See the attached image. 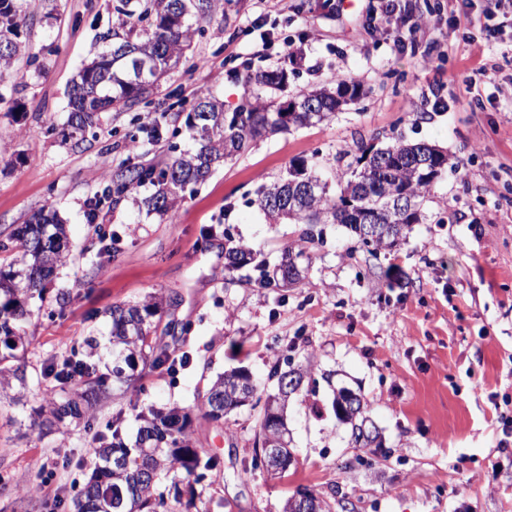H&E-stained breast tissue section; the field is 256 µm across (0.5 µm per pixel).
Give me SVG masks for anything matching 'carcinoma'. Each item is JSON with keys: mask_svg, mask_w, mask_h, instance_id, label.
<instances>
[{"mask_svg": "<svg viewBox=\"0 0 512 512\" xmlns=\"http://www.w3.org/2000/svg\"><path fill=\"white\" fill-rule=\"evenodd\" d=\"M26 0H0V83L13 77V65L23 52L20 29L26 23ZM118 13L124 19L112 30V45L83 65L68 93V125L84 133L97 125L104 112H146L160 82L177 68L194 40L204 35L214 11V0H120ZM148 69L147 79L140 78ZM246 82L284 92L288 70H264L246 76ZM360 84L339 79L332 86L301 91L284 99L256 96L234 112L224 111V103L207 93L191 103L172 90L168 97L186 112L184 127L195 147L177 151L161 167L128 164L112 177V202L136 192L146 183L158 189L144 199L147 213L166 215L184 198L185 192L207 181L228 158L246 151L254 142L270 134L302 128L330 119L343 107L360 99ZM347 163L351 174L337 176L335 186L318 176L306 161L289 166L286 175L255 190L251 203L279 223L301 224L300 244L289 245L281 253L274 273L277 286L296 288L305 284L312 264L310 246L324 242L325 224H340L353 234L350 251L371 247L373 252L391 251L406 238L414 224L423 220L422 207L432 185L426 177L430 161L439 172L448 169V153L435 145L412 142L401 133L389 137L386 145L357 144ZM403 193L415 200L407 213L383 212V205ZM0 252L9 259L0 268V381L14 378L27 384L25 364L18 351L30 343L27 331L31 300L42 298L44 285L67 259L64 225L52 206L34 213L27 223L12 229L0 240ZM224 268L229 272L251 270L262 288L272 286L264 253L239 243L224 252ZM177 299L151 296L134 304H115L109 310L112 321V382L131 387L141 365L155 369L189 364L186 354L176 357L186 327L176 320L158 330L164 307ZM314 365L284 370L274 362L268 379L275 382L266 396L258 394V383L245 368L232 369L208 382L197 405L199 416L218 423L224 416L245 406L251 397L260 407L255 432V454L251 469L265 468L260 453L265 448H282L288 442L283 411L299 395L305 380L312 379ZM292 385L280 386L282 379ZM91 404L90 398L82 400ZM81 400L66 397L50 401L48 421L62 424L82 415ZM136 411L134 439H129L125 418L117 413L110 433L100 434L95 448L93 475L81 496L68 505L60 497L52 507L64 512H209L197 508L207 504L206 473L218 469L216 455H201L188 435L191 412L180 408L150 407ZM332 410L350 426L351 443L365 448L378 432L366 416L361 398L341 389L334 394ZM170 488L160 490L162 480Z\"/></svg>", "mask_w": 512, "mask_h": 512, "instance_id": "obj_1", "label": "carcinoma"}]
</instances>
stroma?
<instances>
[{
    "mask_svg": "<svg viewBox=\"0 0 512 512\" xmlns=\"http://www.w3.org/2000/svg\"><path fill=\"white\" fill-rule=\"evenodd\" d=\"M119 0H29L13 92L0 102V230L50 204L64 222L69 256L31 305L26 386L0 388V512H49L46 490L79 497L98 433L128 396L102 395L82 418L48 425L49 358L83 357L111 374L105 313L154 293L178 298L189 323L188 366L145 367L140 405L194 409L208 381L238 367L266 378L276 360L316 366L315 396L288 406L295 463L270 476L250 471L258 412L192 424L197 448L218 455L207 482L210 512H284L298 489L336 494L349 512H512V444L501 447L502 407L512 405V0H403L382 33L364 26L380 0H217L203 37L155 97L168 129L184 114L167 91L211 93L235 111L261 88L247 73L286 67L289 92L333 77L359 81L363 97L330 120L277 133L221 165L173 214L147 213V189L104 202L87 223L88 200L130 163L163 162L167 141L149 140L152 116L103 113L82 143L68 139L67 87L104 50ZM424 14L415 42L396 50L408 15ZM398 131L447 151L453 163L433 185L422 223L398 250L350 252L351 232L326 229L303 287L261 288L224 270V236L277 260L298 225L273 224L247 204L293 161L316 160L334 180L340 153ZM138 149H130V135ZM117 253L101 255L102 238ZM362 396L378 445L355 448L333 414L316 417L333 388Z\"/></svg>",
    "mask_w": 512,
    "mask_h": 512,
    "instance_id": "35a3bbf8",
    "label": "stroma"
}]
</instances>
